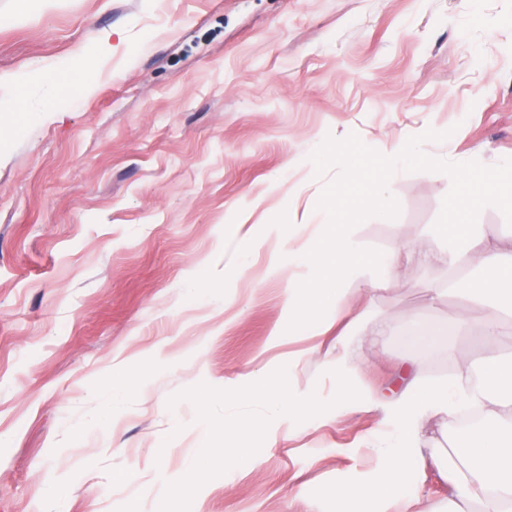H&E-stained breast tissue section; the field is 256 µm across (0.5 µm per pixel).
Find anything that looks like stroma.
Instances as JSON below:
<instances>
[{
  "instance_id": "stroma-1",
  "label": "stroma",
  "mask_w": 512,
  "mask_h": 512,
  "mask_svg": "<svg viewBox=\"0 0 512 512\" xmlns=\"http://www.w3.org/2000/svg\"><path fill=\"white\" fill-rule=\"evenodd\" d=\"M111 33L94 59L95 33ZM70 62L51 112L24 108L2 78ZM95 91L77 98L87 71ZM0 512H369L328 490L376 467L366 451L377 410L337 414L322 381L317 415L286 428L224 430V394L250 370L287 373L269 348L286 284L230 263L239 222L256 234L317 212L335 170L316 173L326 138L357 135L384 151L400 137L445 133L464 161L512 159V0H0ZM450 186L399 171V213L355 227L368 253L394 242L433 251ZM448 268L407 271L360 329L359 384H390L410 349L412 313L430 322L483 312L460 297L435 308L424 291ZM512 345L471 335L432 357L450 376ZM125 394L112 396L113 383ZM210 396L198 407L194 396ZM198 452L193 477L179 472ZM233 449L234 463L224 460ZM131 478L112 484L113 470Z\"/></svg>"
}]
</instances>
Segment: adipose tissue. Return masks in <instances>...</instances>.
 Instances as JSON below:
<instances>
[{"label": "adipose tissue", "mask_w": 512, "mask_h": 512, "mask_svg": "<svg viewBox=\"0 0 512 512\" xmlns=\"http://www.w3.org/2000/svg\"><path fill=\"white\" fill-rule=\"evenodd\" d=\"M447 245L430 252L407 242L396 231L391 249L368 254L354 233L329 235L324 224L294 225L288 235L268 228L263 236L243 231L238 240L240 257L269 247L266 278H286L284 311L289 324L309 325L313 344L288 355V376L281 380L257 379L247 392L224 399V417L233 419L243 405L271 414L279 422L314 413L316 381H302L301 368L309 355L321 353L332 374L337 412L376 408L384 427L370 448L380 467L374 479L356 487L342 483L329 493L345 502L353 496L391 501L412 498V474L417 464L432 461L448 483V512H512V358L484 355L459 363L452 377L428 381L425 365L434 353L447 350L467 324L466 318L442 323L411 319L404 339L413 347L395 384L371 394L353 380L359 369L354 348L360 342L376 345L388 330L378 323L367 336L354 329L368 316L388 275L411 266L441 265L469 270V277L449 281L447 288L427 289V301L436 304L444 294L465 296L475 307L491 308L480 335L497 343L504 327L512 325V242L488 236L472 224L443 226ZM319 277H311V270ZM340 327L335 345L321 350L318 340L332 327ZM481 417L479 425L454 433L443 426L462 409Z\"/></svg>", "instance_id": "ef3b65f1"}]
</instances>
